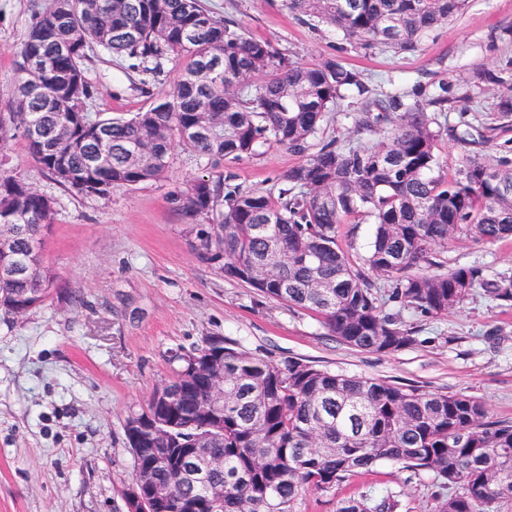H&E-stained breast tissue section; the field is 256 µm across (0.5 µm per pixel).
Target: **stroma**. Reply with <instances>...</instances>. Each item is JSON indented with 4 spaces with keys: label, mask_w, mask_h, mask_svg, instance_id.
Here are the masks:
<instances>
[{
    "label": "stroma",
    "mask_w": 512,
    "mask_h": 512,
    "mask_svg": "<svg viewBox=\"0 0 512 512\" xmlns=\"http://www.w3.org/2000/svg\"><path fill=\"white\" fill-rule=\"evenodd\" d=\"M50 0H0V104L20 78L17 54L35 10ZM214 15L271 41L291 59L318 64L337 57L358 71L372 96L417 85L445 89L448 122L465 120L492 134L470 154L492 160L512 142L498 128L500 101L512 95V0H467L465 8L427 32L415 50L345 44L338 29L297 17L284 0H202ZM92 117L129 116L166 95L186 58L143 74L132 59L89 52ZM355 99L327 112L315 143L367 141ZM5 167L55 200L43 262L56 275L45 303L21 317L0 315V512H121L133 456L127 417L145 408L170 375L178 348L222 336L253 355L301 358L336 373L415 385L484 402L490 420L512 422V308L474 292L447 315L418 318V341L397 353L360 352L326 336L316 315L224 279L197 259L170 196L210 171L207 158L174 150L167 178L98 198L62 188L11 140ZM299 155L260 145L225 173L247 190L279 186ZM449 266L476 264L512 272V241L478 243L459 236L444 253ZM396 492L402 512H434L447 491L431 473L384 462L327 493H307L299 512H336L338 501Z\"/></svg>",
    "instance_id": "stroma-1"
}]
</instances>
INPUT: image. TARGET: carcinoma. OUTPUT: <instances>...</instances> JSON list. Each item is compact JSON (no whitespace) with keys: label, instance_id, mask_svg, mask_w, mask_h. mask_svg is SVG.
<instances>
[{"label":"carcinoma","instance_id":"1","mask_svg":"<svg viewBox=\"0 0 512 512\" xmlns=\"http://www.w3.org/2000/svg\"><path fill=\"white\" fill-rule=\"evenodd\" d=\"M298 16L316 17L364 48L415 49L421 37L461 12L466 0H285ZM98 45L155 73L172 55L189 59L172 93L130 117L90 119L85 77ZM18 57L14 97L0 112V141L16 131L63 188L106 196L170 171L174 147L216 163L239 161L258 144L305 158L277 194L245 191L233 176L189 179L171 196L194 235L198 257L264 296L316 314L327 334L358 351L394 354L417 342L404 313L437 317L462 306L476 289L512 308V275L480 265L445 268L439 249L465 235L512 239V158L494 163L467 155L452 171L438 147L447 136L476 143L473 126L448 124V98L416 90L366 98L368 88L339 59L304 66L201 0H51L34 12ZM367 99L362 124L375 144L330 140L308 153L325 112L346 97ZM208 124L207 136L190 128ZM54 199L0 168V226L14 231L13 259L22 276L0 279V312L40 307L55 287L40 250L53 224ZM207 223H200V219ZM370 225L363 251L341 244L351 220ZM389 282L380 301L372 276ZM224 364V398L214 373ZM163 384L182 394L175 412L155 388L147 410L164 419L156 435L125 422L133 475L167 488L169 509L192 496L198 512H297L308 491L329 492L360 470L395 462L457 491L435 512H498L512 503V424L490 421L467 395L442 394L339 374L303 359L274 362L238 343L209 336L173 353ZM169 448H198L221 462L194 486L156 465ZM399 495L350 497L336 512H400Z\"/></svg>","mask_w":512,"mask_h":512}]
</instances>
